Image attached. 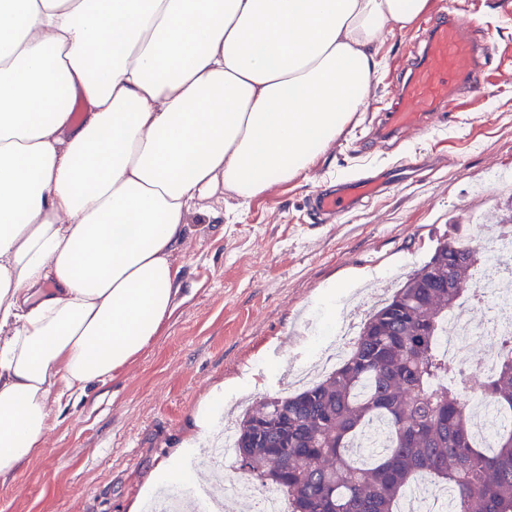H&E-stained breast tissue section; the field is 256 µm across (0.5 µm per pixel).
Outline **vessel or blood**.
Masks as SVG:
<instances>
[{"label":"vessel or blood","mask_w":512,"mask_h":512,"mask_svg":"<svg viewBox=\"0 0 512 512\" xmlns=\"http://www.w3.org/2000/svg\"><path fill=\"white\" fill-rule=\"evenodd\" d=\"M421 42V49L408 60L409 74L399 81L391 109L366 138L374 147L384 145L382 129L402 142L438 123L455 101L483 90L485 36L466 28L456 10L441 12ZM385 179V174L365 172L339 187L317 190L311 210L319 219L336 221L379 193Z\"/></svg>","instance_id":"vessel-or-blood-1"}]
</instances>
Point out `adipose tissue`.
<instances>
[{
  "label": "adipose tissue",
  "mask_w": 512,
  "mask_h": 512,
  "mask_svg": "<svg viewBox=\"0 0 512 512\" xmlns=\"http://www.w3.org/2000/svg\"><path fill=\"white\" fill-rule=\"evenodd\" d=\"M429 3L0 0V478L161 334L189 216L304 177Z\"/></svg>",
  "instance_id": "adipose-tissue-1"
}]
</instances>
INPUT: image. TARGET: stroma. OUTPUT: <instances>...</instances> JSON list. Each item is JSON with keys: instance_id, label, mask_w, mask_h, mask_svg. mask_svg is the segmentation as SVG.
Masks as SVG:
<instances>
[{"instance_id": "obj_1", "label": "stroma", "mask_w": 512, "mask_h": 512, "mask_svg": "<svg viewBox=\"0 0 512 512\" xmlns=\"http://www.w3.org/2000/svg\"><path fill=\"white\" fill-rule=\"evenodd\" d=\"M470 19L488 30V88L465 97L444 123L398 146L357 152L376 114L391 103V77L413 50L415 20L385 32L383 66L363 111L314 161L305 177L272 185L235 211L210 200L222 223L189 219L174 261L183 273L177 305L160 336L116 378L100 383L76 408L53 416L40 452L0 479V512H128L145 484L194 431L209 390L240 380L251 398L275 395L280 367L304 353V322L345 316L363 321L376 304H345L367 273V287L394 288L427 261L450 225L512 224L507 197L481 189L495 172L512 173V0H475ZM413 164V174L324 224L308 200L355 173Z\"/></svg>"}]
</instances>
